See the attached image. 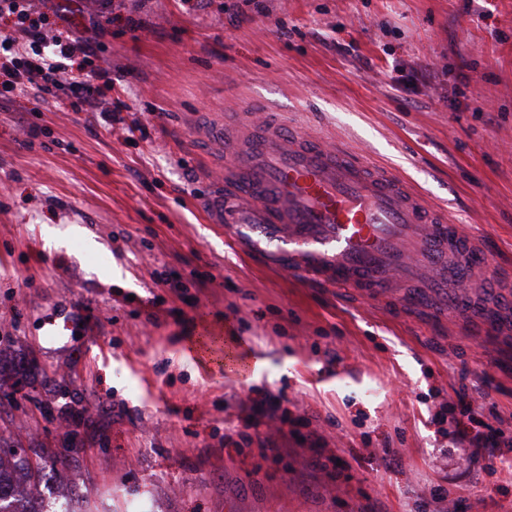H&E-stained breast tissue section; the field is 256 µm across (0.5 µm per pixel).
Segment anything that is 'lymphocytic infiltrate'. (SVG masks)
I'll return each instance as SVG.
<instances>
[{
	"label": "lymphocytic infiltrate",
	"instance_id": "obj_1",
	"mask_svg": "<svg viewBox=\"0 0 512 512\" xmlns=\"http://www.w3.org/2000/svg\"><path fill=\"white\" fill-rule=\"evenodd\" d=\"M8 13L20 21L18 33L0 37V85L8 89L31 88L40 96L54 95L64 84L80 86L86 104L112 120L122 111V103L98 99L97 81L108 80L109 72L97 68L90 73L74 70L75 61L89 63L93 53L89 41L74 37L47 21L37 0H0V15ZM437 425L451 424L453 444L474 451L500 454L512 447V437L488 424L477 398L460 391L457 400L434 417Z\"/></svg>",
	"mask_w": 512,
	"mask_h": 512
}]
</instances>
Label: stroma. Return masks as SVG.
<instances>
[{
    "label": "stroma",
    "mask_w": 512,
    "mask_h": 512,
    "mask_svg": "<svg viewBox=\"0 0 512 512\" xmlns=\"http://www.w3.org/2000/svg\"><path fill=\"white\" fill-rule=\"evenodd\" d=\"M112 0L79 13L106 126L63 86L0 94V446L87 512H512V452L433 424L459 389L512 435V340L359 303L243 254L200 206L245 115L405 177L512 267V0ZM142 19L130 30L128 17ZM290 35H283V28ZM246 358L221 367L228 336ZM263 421L279 462L226 436ZM317 432L350 479L308 463ZM494 476H486L487 468ZM284 404H288V398L283 393L270 395L262 402L253 403L251 406L252 419L250 420V424L247 428L253 427L254 429H257L262 423L261 419L267 415L273 417L277 415V418L284 422L286 420L287 413L289 412L288 408L284 407ZM280 412L281 416L278 414Z\"/></svg>",
    "instance_id": "1"
}]
</instances>
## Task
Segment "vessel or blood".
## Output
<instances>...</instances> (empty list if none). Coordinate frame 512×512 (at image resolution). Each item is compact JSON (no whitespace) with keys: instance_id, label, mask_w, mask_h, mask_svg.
I'll return each mask as SVG.
<instances>
[{"instance_id":"1","label":"vessel or blood","mask_w":512,"mask_h":512,"mask_svg":"<svg viewBox=\"0 0 512 512\" xmlns=\"http://www.w3.org/2000/svg\"><path fill=\"white\" fill-rule=\"evenodd\" d=\"M244 207L257 214L247 228L239 221ZM207 217L264 261L327 287L353 288L364 300L381 299L382 285L412 261L408 245L417 241L436 289L411 294L402 306L426 309L439 300L494 333L512 320V294L480 306L470 290L449 287L447 269L468 282L488 267L471 238L402 178L347 145L276 130L243 133L233 167L207 198Z\"/></svg>"}]
</instances>
